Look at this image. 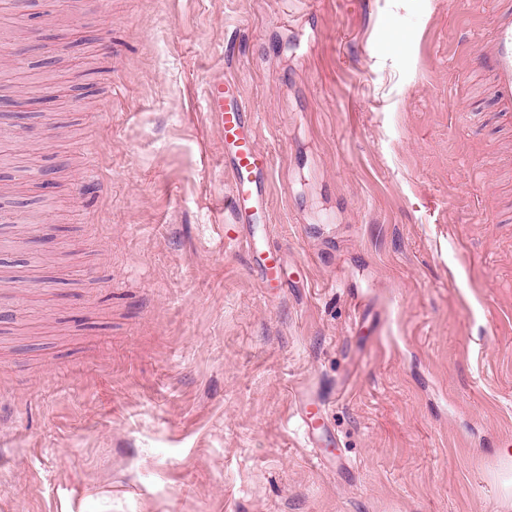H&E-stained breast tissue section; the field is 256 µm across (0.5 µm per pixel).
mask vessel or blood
<instances>
[{
  "mask_svg": "<svg viewBox=\"0 0 512 512\" xmlns=\"http://www.w3.org/2000/svg\"><path fill=\"white\" fill-rule=\"evenodd\" d=\"M479 68L488 76L499 112L512 115V0H500L490 28L481 38L477 50ZM227 86L223 77L212 78L204 91L207 110L219 113V130L231 153L224 161L230 175L231 193L224 201L227 215L224 242L244 243L252 270L266 284H274L278 271L270 265L261 249L252 225L269 204L270 164L267 153L260 148L254 118L247 112L241 98L225 101ZM308 394L297 397L299 428L307 446L317 447L314 426L306 409Z\"/></svg>",
  "mask_w": 512,
  "mask_h": 512,
  "instance_id": "obj_1",
  "label": "vessel or blood"
}]
</instances>
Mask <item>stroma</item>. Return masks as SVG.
<instances>
[{"label":"stroma","instance_id":"1","mask_svg":"<svg viewBox=\"0 0 512 512\" xmlns=\"http://www.w3.org/2000/svg\"><path fill=\"white\" fill-rule=\"evenodd\" d=\"M497 6L0 0L32 46L0 66L67 123L7 120L0 160L73 168L0 182L51 240L0 235L23 278L0 287V512H512V119L476 64ZM216 76L272 154L271 293L224 242ZM310 399L308 393H302L297 397V413L299 418V428L302 430V437L306 446L316 448L318 445L315 436V427L311 421L312 417L309 416V412L306 409L307 401Z\"/></svg>","mask_w":512,"mask_h":512}]
</instances>
